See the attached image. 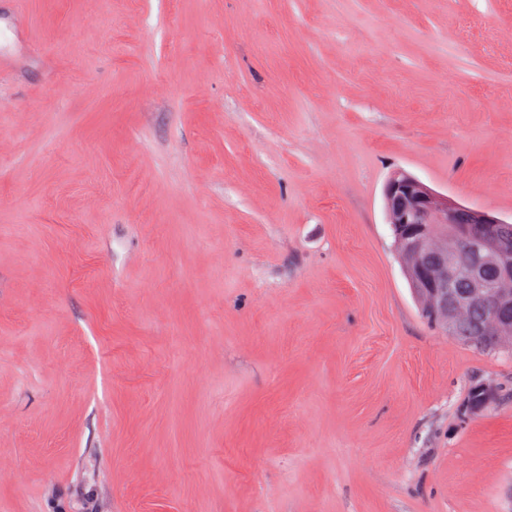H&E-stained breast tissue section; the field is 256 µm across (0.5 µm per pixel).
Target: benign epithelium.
Wrapping results in <instances>:
<instances>
[{
	"instance_id": "benign-epithelium-1",
	"label": "benign epithelium",
	"mask_w": 512,
	"mask_h": 512,
	"mask_svg": "<svg viewBox=\"0 0 512 512\" xmlns=\"http://www.w3.org/2000/svg\"><path fill=\"white\" fill-rule=\"evenodd\" d=\"M386 223L423 319L485 349L512 343V225L405 171L384 185Z\"/></svg>"
}]
</instances>
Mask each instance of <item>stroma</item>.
I'll return each mask as SVG.
<instances>
[{
    "label": "stroma",
    "mask_w": 512,
    "mask_h": 512,
    "mask_svg": "<svg viewBox=\"0 0 512 512\" xmlns=\"http://www.w3.org/2000/svg\"><path fill=\"white\" fill-rule=\"evenodd\" d=\"M0 512H512V352L419 316L397 169L512 219V0H0Z\"/></svg>",
    "instance_id": "35a3bbf8"
}]
</instances>
